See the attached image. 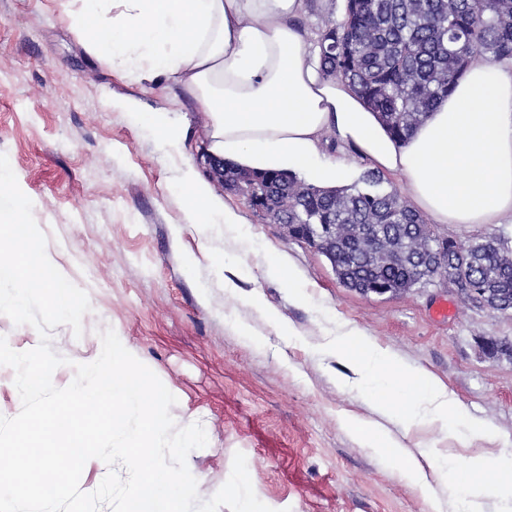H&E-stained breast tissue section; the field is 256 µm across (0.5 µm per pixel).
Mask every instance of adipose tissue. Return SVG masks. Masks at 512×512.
Masks as SVG:
<instances>
[{
	"label": "adipose tissue",
	"mask_w": 512,
	"mask_h": 512,
	"mask_svg": "<svg viewBox=\"0 0 512 512\" xmlns=\"http://www.w3.org/2000/svg\"><path fill=\"white\" fill-rule=\"evenodd\" d=\"M82 3L74 24L100 59L138 79L173 80L202 105L212 156L250 172H292L336 188L348 181L350 167L325 157L329 130L375 168L401 177L408 203L433 223L512 224V61L471 59L448 98L398 140L347 82L321 75L319 46L295 23L305 0ZM183 182L193 224L236 223V214L194 172H185ZM326 346L361 379L388 377L374 398L402 416L405 430L422 418H462L443 383L397 362L358 329H337ZM362 434L433 497L417 459L404 454L399 440L377 425Z\"/></svg>",
	"instance_id": "adipose-tissue-1"
}]
</instances>
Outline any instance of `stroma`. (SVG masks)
Returning a JSON list of instances; mask_svg holds the SVG:
<instances>
[{
    "label": "stroma",
    "mask_w": 512,
    "mask_h": 512,
    "mask_svg": "<svg viewBox=\"0 0 512 512\" xmlns=\"http://www.w3.org/2000/svg\"><path fill=\"white\" fill-rule=\"evenodd\" d=\"M80 0H0V153L6 154L57 269L83 289L95 315L82 335L51 332L74 364L94 361L113 329L178 402L177 426L198 422L208 444L187 466L200 500L228 479L243 452L256 496L274 512H432L395 462L353 429L393 419L324 349L338 325L361 330L403 364L443 382L486 434L437 433L405 441L419 456L442 512H457L475 458L512 452V358L487 357L486 340L512 343V311L463 302L440 278L396 295L342 286L330 262L211 183L238 216L194 227L181 178L197 168L208 117L175 82L132 79L99 59L70 16ZM166 114L180 133L163 145L139 115ZM294 272L284 286L265 267ZM453 311L437 318L436 307Z\"/></svg>",
    "instance_id": "stroma-1"
}]
</instances>
